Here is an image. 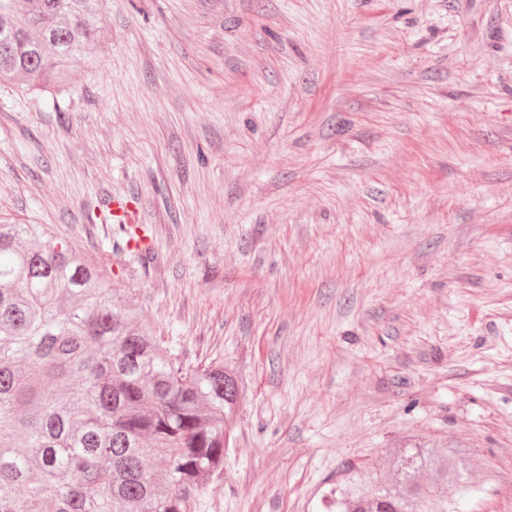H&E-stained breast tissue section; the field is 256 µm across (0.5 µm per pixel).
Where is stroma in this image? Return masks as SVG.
I'll return each mask as SVG.
<instances>
[{
  "instance_id": "35a3bbf8",
  "label": "stroma",
  "mask_w": 512,
  "mask_h": 512,
  "mask_svg": "<svg viewBox=\"0 0 512 512\" xmlns=\"http://www.w3.org/2000/svg\"><path fill=\"white\" fill-rule=\"evenodd\" d=\"M56 99L0 88V215L241 383L190 512H336L401 448L512 512V0H106ZM133 197L153 260L91 223Z\"/></svg>"
}]
</instances>
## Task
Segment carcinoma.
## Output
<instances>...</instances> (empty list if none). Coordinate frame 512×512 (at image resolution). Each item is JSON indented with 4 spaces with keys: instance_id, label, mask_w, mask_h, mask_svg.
Returning <instances> with one entry per match:
<instances>
[{
    "instance_id": "obj_1",
    "label": "carcinoma",
    "mask_w": 512,
    "mask_h": 512,
    "mask_svg": "<svg viewBox=\"0 0 512 512\" xmlns=\"http://www.w3.org/2000/svg\"><path fill=\"white\" fill-rule=\"evenodd\" d=\"M102 0H0V86L51 95L95 64ZM239 382L194 363L45 224L0 223V512H187L224 472ZM399 489L341 512H456L466 458L389 459Z\"/></svg>"
}]
</instances>
